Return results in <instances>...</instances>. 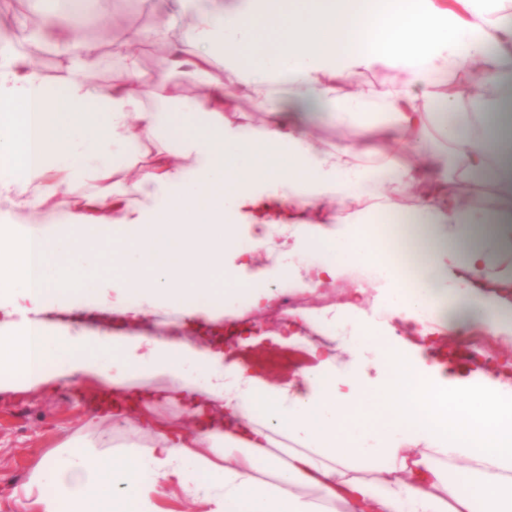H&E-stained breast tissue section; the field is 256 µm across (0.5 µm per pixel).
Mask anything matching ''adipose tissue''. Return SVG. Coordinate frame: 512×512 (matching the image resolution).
Listing matches in <instances>:
<instances>
[{
  "label": "adipose tissue",
  "instance_id": "adipose-tissue-1",
  "mask_svg": "<svg viewBox=\"0 0 512 512\" xmlns=\"http://www.w3.org/2000/svg\"><path fill=\"white\" fill-rule=\"evenodd\" d=\"M511 3L375 0L360 13L354 0H216L196 15L191 51L162 28L130 32L114 46L122 74L101 88L79 77L96 43L65 53L70 77L56 92L25 59L0 52L1 197L32 187V205L52 212L77 185L114 177L102 155L70 162L87 122L134 157L135 180L97 225L99 240L120 235L139 257L131 268L112 257L119 322L139 324L161 303L189 318L234 315L218 275L262 312L285 290L329 288L355 267L372 274L345 302L286 310L279 332L243 337L236 350L177 336L92 339L39 319L50 287L104 275L76 254L47 261L60 238L84 240L83 216L0 222V241L14 245L11 261L0 260V312H13L21 282L32 313L22 327H0V389L89 373L111 385L121 423L122 400L143 397L135 379L161 374L172 381L168 399L224 409L223 427L162 434L144 456L91 461L77 450L47 462L38 512H158L172 485L207 512H512V369L475 371L437 344L475 327L512 338V269L492 265L512 253V208L453 191L451 177L512 182V22L500 17ZM164 40L153 73L127 52ZM219 55L236 87L212 74ZM375 68L397 77L379 99L347 90L354 73ZM172 73L202 80L206 94L183 99ZM150 84L160 90L152 106ZM242 94L262 123L237 119ZM479 98L494 110L474 111ZM312 113L389 146L323 148ZM435 138L445 153L427 152ZM399 211L420 258L410 282L374 231ZM369 303L386 320L368 317ZM93 344L113 349L111 363L87 354ZM205 442L215 457L199 453ZM361 460L374 462L370 475L352 474ZM448 462L462 463L457 480ZM463 480L476 496L461 492Z\"/></svg>",
  "mask_w": 512,
  "mask_h": 512
}]
</instances>
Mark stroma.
<instances>
[{"label":"stroma","instance_id":"35a3bbf8","mask_svg":"<svg viewBox=\"0 0 512 512\" xmlns=\"http://www.w3.org/2000/svg\"><path fill=\"white\" fill-rule=\"evenodd\" d=\"M53 13L58 25L47 47L56 52V59L45 61L41 53L27 45L24 14L8 11L0 16V40L7 41L10 51L23 56L38 72L52 71L59 82L68 76L59 52L74 40L97 43L98 59L83 74L86 83L93 87L110 84L122 69L123 62L113 56L112 46L129 33L123 19L144 14L149 27L166 25L173 30L193 25L195 19L189 10L170 12L165 0H88L78 21L71 20L62 4ZM111 299L112 291L104 281L59 291L49 297L43 319L56 329H77L92 338L110 336L115 331L113 323L106 320L112 311ZM142 329L154 336L178 333L200 344L207 341L204 328L190 327L165 307L149 309ZM138 386L152 393L153 398L144 402L140 416L121 425L113 423L111 414L95 408V399L106 387L92 375L78 374L47 389L0 391V512H37L36 479L50 457L75 448L84 449L94 458L123 451L148 453L155 436L141 427V415L169 427L193 430L192 411L160 397L171 386L168 378L145 375Z\"/></svg>","mask_w":512,"mask_h":512}]
</instances>
